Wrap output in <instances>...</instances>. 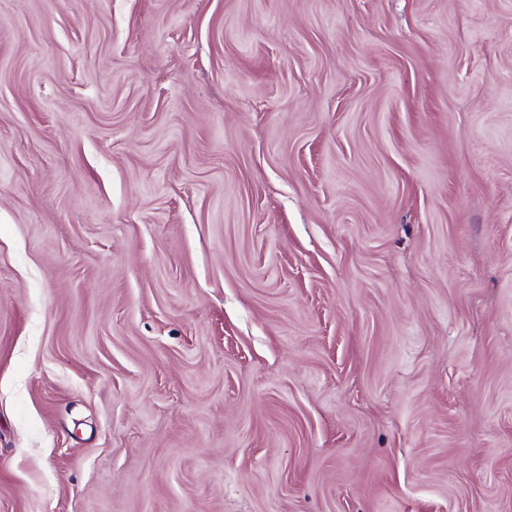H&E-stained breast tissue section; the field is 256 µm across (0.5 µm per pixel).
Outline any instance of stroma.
I'll list each match as a JSON object with an SVG mask.
<instances>
[{
	"label": "stroma",
	"mask_w": 512,
	"mask_h": 512,
	"mask_svg": "<svg viewBox=\"0 0 512 512\" xmlns=\"http://www.w3.org/2000/svg\"><path fill=\"white\" fill-rule=\"evenodd\" d=\"M0 512H512V0H0Z\"/></svg>",
	"instance_id": "obj_1"
}]
</instances>
